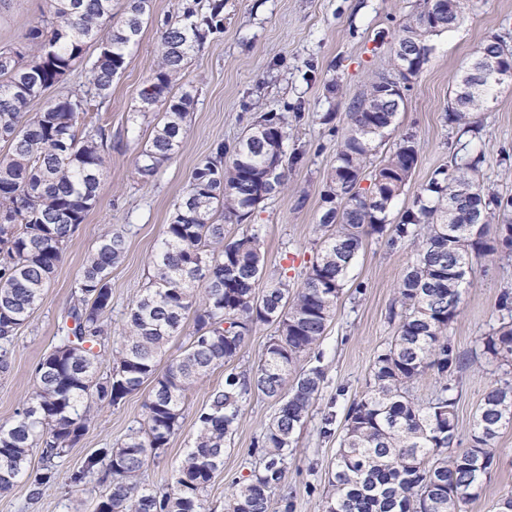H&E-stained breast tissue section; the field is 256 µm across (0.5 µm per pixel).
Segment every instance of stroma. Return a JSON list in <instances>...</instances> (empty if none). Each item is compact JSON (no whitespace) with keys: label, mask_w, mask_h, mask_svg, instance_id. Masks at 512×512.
Returning a JSON list of instances; mask_svg holds the SVG:
<instances>
[{"label":"stroma","mask_w":512,"mask_h":512,"mask_svg":"<svg viewBox=\"0 0 512 512\" xmlns=\"http://www.w3.org/2000/svg\"><path fill=\"white\" fill-rule=\"evenodd\" d=\"M422 5L423 0H224L223 33L195 51L184 70L196 97L182 145L172 160L145 179L136 160L152 136L154 121L134 126L129 117L157 64L160 22L175 15L179 6V0H153V19L130 49L127 66L99 112L101 124L112 134V146L97 204L68 243L41 303L18 330L9 370L0 372V425L16 419L30 396L34 368L53 348L57 326L75 302V285L101 234L112 230L126 239L125 258L110 275L112 309L105 316L110 339L116 342L127 328L130 304L153 275V255L195 164L217 144L233 146L247 125L266 112L286 114L284 148L287 154H299L300 161L288 172L287 188L261 203L245 223H225L220 214L215 220L223 224L229 240L258 230L266 255L259 288L283 275L301 283L318 254L322 194L336 164V143L347 126L349 107L372 77L387 68L404 22ZM46 7V0H0V45L24 42ZM491 34L512 46V0H470L460 24L432 38L430 58L409 84L396 128L375 154L383 159L408 133L419 148L417 167L392 207L391 222H398L432 172L448 166L456 146L465 142L483 155L479 179L486 191L512 195V84L494 90L485 109L474 113L470 130L445 120L457 75ZM333 79L339 87L332 93L328 84ZM412 256L411 244L393 248L384 237H368L317 354L298 363L302 370L321 366L325 378L279 490L292 512L321 510L339 443L338 437H322L321 418L331 410L344 414L365 390L374 357L396 334L390 309ZM507 291L512 292V259L499 253L479 257L462 290L461 314L448 329L460 353L470 354L499 326L498 301ZM225 373L218 368L194 388L165 453L146 468L147 484L162 487L170 482L196 437L200 409L223 389ZM459 376L456 418L465 434L499 374L494 367L470 364ZM147 399L143 390L98 410L86 434L63 457L55 483L35 497L26 479H19L11 490L0 492V512H92L101 485L91 480L72 487L67 476L89 454L117 446L138 427L146 417ZM277 409L275 399L262 395L243 399L223 471L206 497V512H224L230 487L258 464L261 452L255 442ZM496 448V471L463 512H491L499 496L512 494V426L503 428Z\"/></svg>","instance_id":"obj_1"}]
</instances>
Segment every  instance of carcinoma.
I'll list each match as a JSON object with an SVG mask.
<instances>
[{
	"mask_svg": "<svg viewBox=\"0 0 512 512\" xmlns=\"http://www.w3.org/2000/svg\"><path fill=\"white\" fill-rule=\"evenodd\" d=\"M152 0H126L112 20V0H47L20 45L0 47V372L9 368V348L43 299L44 289L68 242L98 198L112 136L94 126L81 138L80 115L102 105L112 82L127 66V52L150 18ZM464 17L462 0H424L404 23L391 52L395 69L421 71L434 35L454 29ZM159 65L132 112L136 123L150 112L161 117L141 152L140 176H152L178 153L195 102L193 86L181 82L189 56L208 38L224 32V0H181L179 12L161 24ZM488 37L450 91L445 118L470 126L499 84L482 69L481 54H500L509 63L512 47ZM96 46L90 63L92 93L62 95L34 114L29 106L48 87L65 81ZM378 75L348 112L350 128L336 145V166L323 191L319 253L296 287L284 275L261 293L265 252L256 234L224 241V224H241L264 200L288 184L285 116L267 112L250 124L232 151L220 143L201 158L186 194L166 225L153 256L149 286L131 304L128 332L116 347L102 316L112 305L110 274L126 251L123 235L104 232L75 288L76 301L57 329V343L35 367V387L17 420L0 425V491L24 474L32 492L53 483L60 460L85 434L90 407H112L141 389H152L143 424L115 448L88 455L68 477L78 487L96 475L105 491L94 512H203L204 498L224 466V450L238 422L240 402L254 392L279 403L257 447L260 466L234 483L224 512H291L283 498L272 509L286 473L296 433L318 398L324 371L311 367L288 376L301 356L322 340L363 242L389 233L394 245L410 241L413 260L397 287L392 318L397 335L377 354L366 390L344 416L330 490L321 512H461L478 496L496 466V439L512 425V293L498 303L504 320L482 339L470 358L448 337L460 315L461 288L474 260L501 249L512 254V196L487 193L479 179L481 153L455 157L434 170L426 195L388 222L389 211L412 176L419 158L415 138L403 137L380 163L370 187L359 183L377 141L395 127L403 104L396 103ZM224 212V223L213 215ZM499 225L498 238L487 227ZM193 313L185 349L163 371L167 344L181 335ZM258 325L275 334L256 370L230 373L224 389L200 410L191 448L171 483L148 488L142 477L149 460L164 452L178 429L183 405L194 385L234 359L244 338ZM483 360L501 372L475 413L469 433L460 435L455 414V374L469 361ZM112 363L108 371L105 362ZM431 377L435 393L416 401L410 386ZM41 466L28 469L33 451Z\"/></svg>",
	"mask_w": 512,
	"mask_h": 512,
	"instance_id": "carcinoma-1",
	"label": "carcinoma"
}]
</instances>
